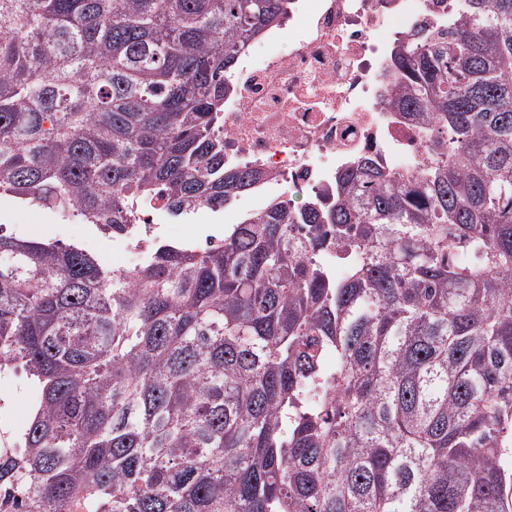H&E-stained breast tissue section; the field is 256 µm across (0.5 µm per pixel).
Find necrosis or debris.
Segmentation results:
<instances>
[{"label":"necrosis or debris","mask_w":512,"mask_h":512,"mask_svg":"<svg viewBox=\"0 0 512 512\" xmlns=\"http://www.w3.org/2000/svg\"><path fill=\"white\" fill-rule=\"evenodd\" d=\"M431 0H290L287 16L247 49L224 99V168L258 179L224 206L257 215L275 202L312 204L339 172L372 158L415 174L432 137L389 106L392 50L447 18Z\"/></svg>","instance_id":"obj_1"}]
</instances>
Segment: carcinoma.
Here are the masks:
<instances>
[{"instance_id": "carcinoma-1", "label": "carcinoma", "mask_w": 512, "mask_h": 512, "mask_svg": "<svg viewBox=\"0 0 512 512\" xmlns=\"http://www.w3.org/2000/svg\"><path fill=\"white\" fill-rule=\"evenodd\" d=\"M287 12L0 0V198L114 236L146 200L223 209L253 181L224 172L228 75ZM391 104L430 166L365 159L294 222L122 271L0 224V359L36 394L0 512H512V0L397 45ZM352 253L353 251L346 249L339 243L337 244L336 239L329 236L325 244L317 250L314 256L319 260L323 261L324 263H326L327 265L331 266L334 272H336L337 267L342 273L346 270L345 260H339L336 264V256L339 259H345L349 257Z\"/></svg>"}]
</instances>
